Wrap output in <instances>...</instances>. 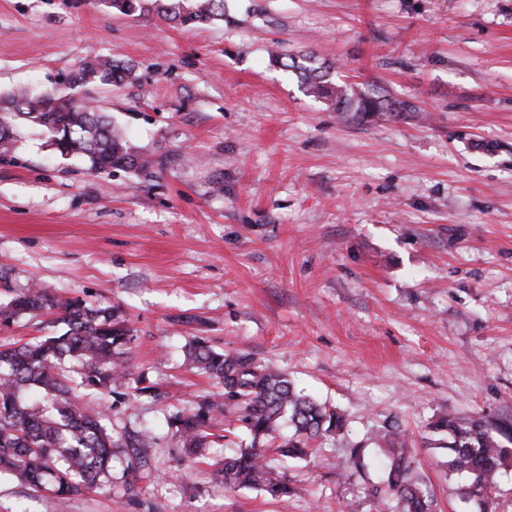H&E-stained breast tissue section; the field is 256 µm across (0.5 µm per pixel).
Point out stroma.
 Here are the masks:
<instances>
[{
    "label": "stroma",
    "mask_w": 512,
    "mask_h": 512,
    "mask_svg": "<svg viewBox=\"0 0 512 512\" xmlns=\"http://www.w3.org/2000/svg\"><path fill=\"white\" fill-rule=\"evenodd\" d=\"M182 28L105 0H0V91L61 87L84 63L133 64L85 97L150 174L90 173L40 129L0 156V276L10 289L112 307L133 376L105 405L113 434L151 428L149 467L59 502L0 477V512H397L374 501L407 433L439 512H471L440 415L512 417V0H224ZM309 53L359 90L413 104L360 119L303 95L271 51ZM244 352L346 415L284 464L288 497L225 491L229 437L186 456L166 420L220 386L187 346ZM364 449L363 466L350 461Z\"/></svg>",
    "instance_id": "stroma-1"
}]
</instances>
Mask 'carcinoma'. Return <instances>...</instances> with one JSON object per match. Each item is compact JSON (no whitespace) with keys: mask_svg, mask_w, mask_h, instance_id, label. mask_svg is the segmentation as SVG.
<instances>
[{"mask_svg":"<svg viewBox=\"0 0 512 512\" xmlns=\"http://www.w3.org/2000/svg\"><path fill=\"white\" fill-rule=\"evenodd\" d=\"M122 14L153 12L179 26H206L224 20V0H106ZM271 60L292 70L302 93L324 99L341 112L381 117L409 112L413 106L385 95L359 91L336 79L332 67L315 65L310 54L271 53ZM133 66L110 57L86 63L72 73L77 87L89 83L116 85L132 75ZM34 125L47 132L63 157L77 156L92 173L113 170L146 174L153 160L129 147L112 121L69 92L54 90L31 96L24 91L0 95V156L13 151V126ZM48 312L67 325L62 334L44 336L16 347L0 348V475H8L36 491L47 489L59 499L112 484L113 449L124 448L126 470L148 467L141 449L156 443L149 430L112 436L105 413L84 405L76 394L83 387L112 395L125 385L128 365L122 355L131 329L114 318L112 307H89L32 285L0 303V323L19 316L38 318ZM190 364L224 388V401L211 396L167 422L187 454H202L223 421L245 431L250 444L224 458L218 476L227 491L261 490L273 498L288 496V482L265 463L266 443L276 438L280 423L292 433L275 451L285 460L305 459L311 442L343 430L345 417L297 392L286 375L246 353L224 354L195 341ZM432 428L448 436V469L462 478L459 494L477 512H493L501 472L512 467V421L493 426L483 416L444 414ZM389 454L384 484L396 496L400 512H435L427 483L415 475L406 456L404 433L396 425L381 434Z\"/></svg>","mask_w":512,"mask_h":512,"instance_id":"carcinoma-1","label":"carcinoma"}]
</instances>
